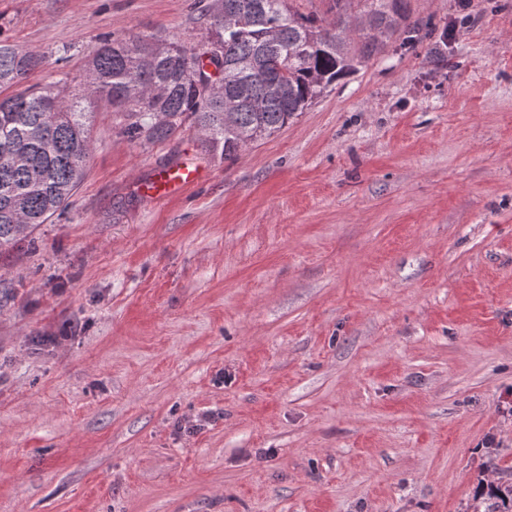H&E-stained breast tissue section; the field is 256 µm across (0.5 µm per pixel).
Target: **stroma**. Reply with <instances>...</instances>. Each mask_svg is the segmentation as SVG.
<instances>
[{
    "label": "stroma",
    "mask_w": 512,
    "mask_h": 512,
    "mask_svg": "<svg viewBox=\"0 0 512 512\" xmlns=\"http://www.w3.org/2000/svg\"><path fill=\"white\" fill-rule=\"evenodd\" d=\"M205 2L0 0V36L49 81L105 33L197 44ZM406 8L447 39L394 35L228 161L98 106L69 206L0 251V512H494L512 0ZM203 177L202 171L197 166L186 165L160 172L153 182L144 184L143 188L151 195H176L198 183Z\"/></svg>",
    "instance_id": "obj_1"
}]
</instances>
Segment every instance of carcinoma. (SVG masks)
Instances as JSON below:
<instances>
[{"label": "carcinoma", "instance_id": "1", "mask_svg": "<svg viewBox=\"0 0 512 512\" xmlns=\"http://www.w3.org/2000/svg\"><path fill=\"white\" fill-rule=\"evenodd\" d=\"M361 2L374 34L359 36L354 50L350 0H333L330 19L302 17L289 0H209L201 39L210 51L154 35L104 36L80 74L62 67L47 84L36 80L43 53L0 39V250L69 205L91 154L98 100L127 114L132 139L168 137L189 123L201 151L226 161L373 56L379 37L401 29L405 47L432 34L408 22L405 0ZM20 84L24 91H12ZM489 494L512 512V482Z\"/></svg>", "mask_w": 512, "mask_h": 512}]
</instances>
